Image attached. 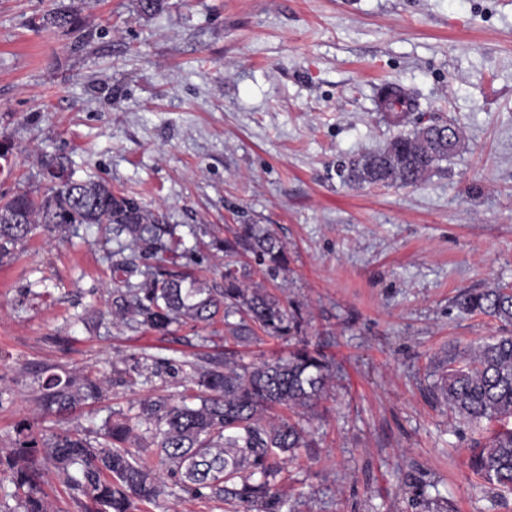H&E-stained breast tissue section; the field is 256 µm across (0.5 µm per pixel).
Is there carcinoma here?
<instances>
[{
    "instance_id": "obj_1",
    "label": "carcinoma",
    "mask_w": 512,
    "mask_h": 512,
    "mask_svg": "<svg viewBox=\"0 0 512 512\" xmlns=\"http://www.w3.org/2000/svg\"><path fill=\"white\" fill-rule=\"evenodd\" d=\"M73 13L58 9L36 25L65 28ZM384 117L396 126L414 124L383 148L342 163L339 174L355 185L400 182L418 185L440 169L463 145L454 122L425 124L412 118L416 99L389 83L378 91ZM66 232L77 224L112 225V316L167 334L174 325L209 323L224 314L229 338L239 343L259 329L270 337L298 329L288 304L253 280L234 261L224 264V287L214 288L178 270L187 256L175 227L134 198L115 194L95 180L59 184L38 199L18 191L0 201V263L12 260L39 225ZM147 260L143 266L124 256L128 248ZM250 253L262 274L273 276L287 262L285 244L257 224L240 225L224 240V254ZM461 308L512 324V289L500 286L470 292ZM240 316L232 322L230 317ZM192 387L178 396L146 397L129 417L114 413L90 435L64 427L78 408L104 399L103 383L84 373L42 372L34 379L36 401L60 428L44 434L17 424L10 453L0 457V481L12 483L20 512H52L41 488L50 472L64 478L80 512H134L136 504L160 505L166 488L193 499H216L233 512H282L277 490L286 465L300 449L317 447L302 425L325 400L331 361L298 342L288 356L258 364L228 357L190 364ZM432 395L454 413L493 425L470 449L469 467L485 483L512 492V336L503 335L450 353L434 364ZM144 433H138L139 428ZM153 448L142 458L139 448Z\"/></svg>"
}]
</instances>
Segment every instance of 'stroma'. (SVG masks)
Returning a JSON list of instances; mask_svg holds the SVG:
<instances>
[{
	"mask_svg": "<svg viewBox=\"0 0 512 512\" xmlns=\"http://www.w3.org/2000/svg\"><path fill=\"white\" fill-rule=\"evenodd\" d=\"M63 5L75 27L35 26ZM385 82L464 146L415 186L344 184L339 161L399 132ZM0 147V198L46 194L45 162L66 158L175 225L186 271L217 287L225 239L269 229L288 265L264 285L301 319L240 344L219 322L114 325L106 228L38 227L0 267V454L39 414L40 370L108 382L69 423L86 432L183 391L185 363L303 339L333 374L304 421L317 446L280 485L294 512H512L468 467L485 424L430 392L435 361L500 333L459 296L512 287V0H0Z\"/></svg>",
	"mask_w": 512,
	"mask_h": 512,
	"instance_id": "obj_1",
	"label": "stroma"
}]
</instances>
